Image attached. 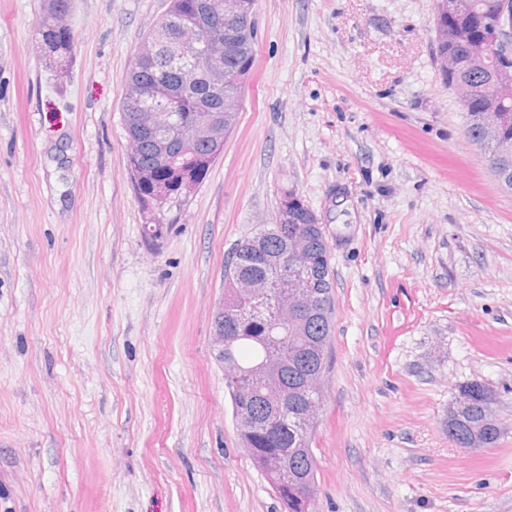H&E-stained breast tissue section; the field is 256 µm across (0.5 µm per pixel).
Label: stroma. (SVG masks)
I'll return each mask as SVG.
<instances>
[{
  "label": "stroma",
  "instance_id": "obj_1",
  "mask_svg": "<svg viewBox=\"0 0 512 512\" xmlns=\"http://www.w3.org/2000/svg\"><path fill=\"white\" fill-rule=\"evenodd\" d=\"M169 0H0V512H282L212 347L224 262L285 194L331 254L316 512H512V193L435 61V0H257L237 126L150 212L122 116ZM159 222L150 240L145 226ZM497 395L491 448L448 406ZM69 6L59 7L50 14L52 24L59 28H69L68 17L70 12V0H42V16L38 25V40L46 57L53 60L56 67H65L69 62L72 49L71 31H63L51 26L47 22V15L54 4ZM457 392L466 393L473 401L470 406V401L466 397L457 395L448 406V422L466 409L453 422L458 443L467 444L476 433L469 449L485 448L483 437L477 434L480 433L485 437L487 446L494 447L500 440L502 431L497 427L494 410L496 400L492 398L490 387L482 382L473 381L459 386Z\"/></svg>",
  "mask_w": 512,
  "mask_h": 512
}]
</instances>
